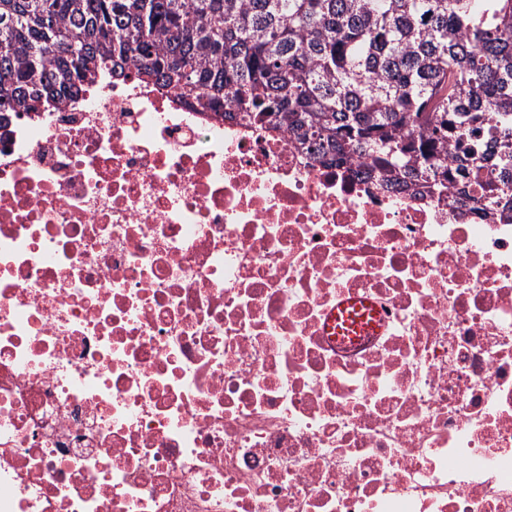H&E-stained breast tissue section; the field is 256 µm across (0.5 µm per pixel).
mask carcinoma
<instances>
[{"label": "carcinoma", "instance_id": "obj_1", "mask_svg": "<svg viewBox=\"0 0 512 512\" xmlns=\"http://www.w3.org/2000/svg\"><path fill=\"white\" fill-rule=\"evenodd\" d=\"M105 74L512 206V0H0V112H51ZM454 171H448V163Z\"/></svg>", "mask_w": 512, "mask_h": 512}]
</instances>
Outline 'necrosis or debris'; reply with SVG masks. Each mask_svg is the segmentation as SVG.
I'll return each mask as SVG.
<instances>
[{
  "label": "necrosis or debris",
  "mask_w": 512,
  "mask_h": 512,
  "mask_svg": "<svg viewBox=\"0 0 512 512\" xmlns=\"http://www.w3.org/2000/svg\"><path fill=\"white\" fill-rule=\"evenodd\" d=\"M0 512H512V211L131 80L0 114ZM354 308L352 311H348V308ZM361 308H365V311H362ZM369 316H371V320L369 321ZM330 325L336 324V336H343L341 332H345L346 329L352 328L356 329L359 332H373L377 326L378 321L380 320L379 314L374 307L373 304L368 305L366 303L362 306L360 303L351 304L347 300H343L340 304L336 306V311H334L331 315Z\"/></svg>",
  "instance_id": "1"
}]
</instances>
